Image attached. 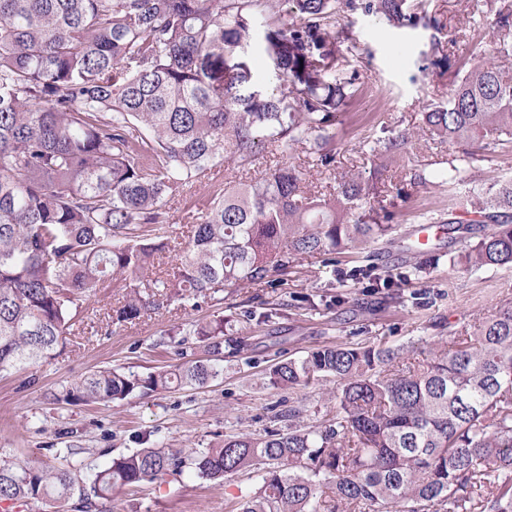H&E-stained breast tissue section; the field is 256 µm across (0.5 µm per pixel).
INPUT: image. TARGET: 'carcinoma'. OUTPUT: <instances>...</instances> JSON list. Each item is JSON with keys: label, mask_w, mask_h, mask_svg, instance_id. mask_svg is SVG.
Returning a JSON list of instances; mask_svg holds the SVG:
<instances>
[{"label": "carcinoma", "mask_w": 512, "mask_h": 512, "mask_svg": "<svg viewBox=\"0 0 512 512\" xmlns=\"http://www.w3.org/2000/svg\"><path fill=\"white\" fill-rule=\"evenodd\" d=\"M482 2L495 17L496 52L511 57L512 0ZM340 13L446 28L421 0H0V371L54 358L78 335L90 292L110 282L124 288L109 314L122 326L171 303L196 307L226 288L267 284L304 256L332 261L393 240L406 195L383 199L385 164L320 195L305 173L277 164L188 210L184 242L160 234L167 196L218 165L245 170L269 145L335 171L338 128L364 89L347 68L353 38L336 28ZM257 38L283 85L255 80ZM454 44L430 42L432 74L453 77L454 89L422 123L474 146L462 158L472 163L512 144V68L462 73ZM411 140L401 132L363 148L390 162ZM459 207L449 231L477 240L458 259L475 269L512 264V179L465 193ZM174 250L179 262L168 267ZM354 275L389 287L375 265ZM197 334L220 356L223 321L200 323ZM222 373L198 360L145 376L105 367L56 400L106 404ZM324 378L337 383L328 425L226 434L187 458L143 448L88 485L68 470L0 459V502L76 496L92 512L116 489L189 465L213 481L253 474L254 493L233 512H512V306L455 332L426 362L402 348L329 344L277 363L267 384Z\"/></svg>", "instance_id": "carcinoma-1"}]
</instances>
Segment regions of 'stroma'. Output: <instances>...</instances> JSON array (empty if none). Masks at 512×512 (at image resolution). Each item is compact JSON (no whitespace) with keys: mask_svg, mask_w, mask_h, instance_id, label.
<instances>
[{"mask_svg":"<svg viewBox=\"0 0 512 512\" xmlns=\"http://www.w3.org/2000/svg\"><path fill=\"white\" fill-rule=\"evenodd\" d=\"M426 7L447 16V29L458 39L459 62L470 67L495 61L493 13L477 11L476 0H427ZM336 24L354 34L348 59L366 87L343 117L336 140L337 175L367 172L381 164L379 154L363 151V141L385 133L414 135L406 153L385 174V195L400 188L409 193L395 239L333 263L305 257L277 275L275 285L227 289L214 299L200 300L198 307H164L117 328L107 321L121 289H96L86 301L96 312L93 331L67 337L62 351L46 363L0 373V454L24 466L69 469L87 483L112 459L140 448L189 454L230 433L260 436L269 429H287L292 410L306 423L324 424L335 415L329 397L335 382L280 390L266 384V371L336 343L401 346L410 357L426 361L446 349L450 332L512 305V266L470 270L452 262L451 253L461 250L464 241L449 240L444 229L465 189L512 177V146L471 164L464 183H413L414 173L445 167L462 154L460 145L439 142L422 129L423 112L447 103L453 90L451 82H438L427 68L429 34L388 28L356 15H338ZM278 164L305 173L312 193L327 192L335 183L334 177L313 169L300 151H264L247 175L260 177ZM242 175L225 164L193 188L167 198L163 212L173 233L185 232L182 217L190 204L206 201ZM423 221L440 228L430 244V258L411 247L414 229ZM370 263L392 278L403 301L392 299L387 289L375 293L345 279V271ZM310 299L315 309H308ZM266 312L269 322H260ZM219 317L225 334L239 333L240 344L236 354L225 356L223 374L207 385L107 404L54 401L55 392L102 367L143 375L205 358L193 326ZM255 488L254 478L245 472L219 483L187 467L115 490L111 498L97 501L94 512H228Z\"/></svg>","mask_w":512,"mask_h":512,"instance_id":"35a3bbf8","label":"stroma"}]
</instances>
